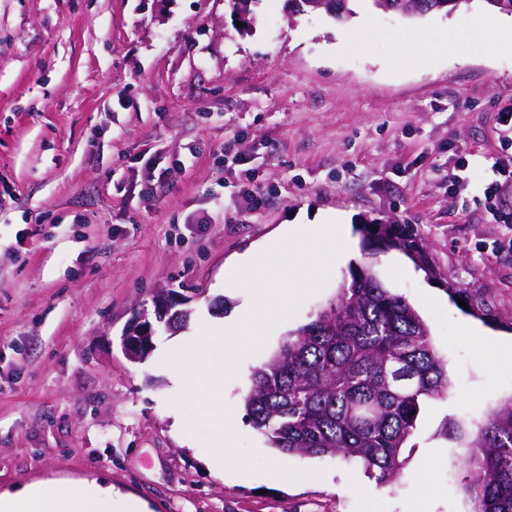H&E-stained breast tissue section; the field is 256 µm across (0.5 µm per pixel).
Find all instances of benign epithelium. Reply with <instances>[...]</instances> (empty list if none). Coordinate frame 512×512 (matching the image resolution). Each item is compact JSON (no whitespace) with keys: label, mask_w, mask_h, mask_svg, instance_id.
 I'll use <instances>...</instances> for the list:
<instances>
[{"label":"benign epithelium","mask_w":512,"mask_h":512,"mask_svg":"<svg viewBox=\"0 0 512 512\" xmlns=\"http://www.w3.org/2000/svg\"><path fill=\"white\" fill-rule=\"evenodd\" d=\"M176 304L178 300L172 294L165 293L158 296L154 302L155 321H150L144 312L138 314L122 335V347L126 356L132 358L149 353L154 334L153 324L162 325L172 332L182 329L187 324L191 311L177 310Z\"/></svg>","instance_id":"1"}]
</instances>
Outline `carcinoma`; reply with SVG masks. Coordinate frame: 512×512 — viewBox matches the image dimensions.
<instances>
[{
	"label": "carcinoma",
	"mask_w": 512,
	"mask_h": 512,
	"mask_svg": "<svg viewBox=\"0 0 512 512\" xmlns=\"http://www.w3.org/2000/svg\"><path fill=\"white\" fill-rule=\"evenodd\" d=\"M261 0H227L231 13L254 14ZM295 12H325L339 22L356 0H291ZM382 11L421 18L452 14L472 0H368ZM365 250H397L429 276L437 272L412 224H362ZM448 368L431 330L409 301L357 266L335 301L288 332L251 374L246 417L280 454L337 457L361 465L379 484L402 475L403 449L428 401L447 394ZM446 438L464 440V493L470 512H512V399L484 417L475 434L449 419Z\"/></svg>",
	"instance_id": "carcinoma-1"
}]
</instances>
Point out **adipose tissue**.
Listing matches in <instances>:
<instances>
[{"label": "adipose tissue", "instance_id": "adipose-tissue-1", "mask_svg": "<svg viewBox=\"0 0 512 512\" xmlns=\"http://www.w3.org/2000/svg\"><path fill=\"white\" fill-rule=\"evenodd\" d=\"M471 21L470 15L458 16L449 28L448 40L436 45H410V53L428 67L443 54L464 52L490 56L512 50V19L500 14L480 15L482 39L476 45L470 42ZM0 512H151V509L145 500L92 479L62 492L32 484L13 493L0 494Z\"/></svg>", "mask_w": 512, "mask_h": 512}]
</instances>
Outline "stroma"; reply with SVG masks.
<instances>
[{
    "label": "stroma",
    "mask_w": 512,
    "mask_h": 512,
    "mask_svg": "<svg viewBox=\"0 0 512 512\" xmlns=\"http://www.w3.org/2000/svg\"><path fill=\"white\" fill-rule=\"evenodd\" d=\"M355 10L339 23L262 0L242 36L227 0H0L1 494L99 478L152 512H468L466 449L442 427L475 430L512 397V372L475 342L512 341V52L426 70L387 34L438 43L452 16ZM327 213L351 226L345 260L224 385L239 437L318 473L271 484L184 445L179 423L203 408L161 355L247 301L231 285L238 255ZM389 220L417 228L439 278L362 249L359 225ZM364 265L448 363V395L426 406L390 485L275 452L243 407L252 370ZM163 289L192 319L132 361L122 334Z\"/></svg>",
    "instance_id": "35a3bbf8"
}]
</instances>
